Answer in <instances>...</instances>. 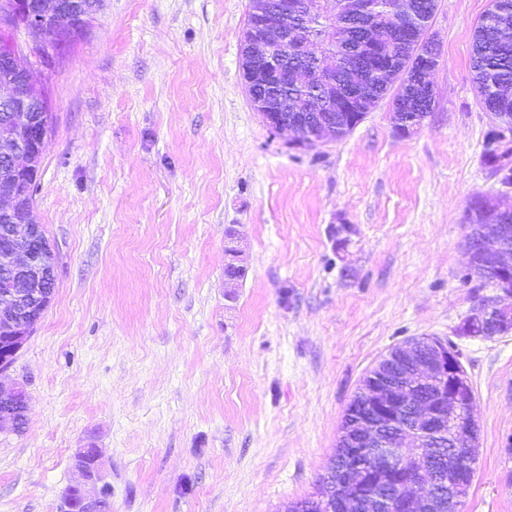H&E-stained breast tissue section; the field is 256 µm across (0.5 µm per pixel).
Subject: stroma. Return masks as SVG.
<instances>
[{"label":"stroma","instance_id":"stroma-1","mask_svg":"<svg viewBox=\"0 0 512 512\" xmlns=\"http://www.w3.org/2000/svg\"><path fill=\"white\" fill-rule=\"evenodd\" d=\"M488 4L438 0L420 128L398 133L385 98L314 149L250 101V0H103L49 58L16 33L54 115L34 215L59 268L1 379L28 411L0 432V512H58L79 448L100 450L112 512H287L367 371L422 336L452 341L474 388L464 512H512V331L461 332L466 206L499 190L470 66Z\"/></svg>","mask_w":512,"mask_h":512}]
</instances>
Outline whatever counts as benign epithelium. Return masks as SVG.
<instances>
[{
  "mask_svg": "<svg viewBox=\"0 0 512 512\" xmlns=\"http://www.w3.org/2000/svg\"><path fill=\"white\" fill-rule=\"evenodd\" d=\"M338 2L339 11L358 27L375 21L367 0ZM57 13L64 23L49 34L43 33L45 15ZM251 21L246 27L242 70L251 103L266 125L275 133L291 134L297 147L313 148L336 131L337 112H346L363 98L376 95L375 76L394 69V50L372 43L357 47L359 57L350 74L336 77L327 41L313 37L317 25L310 0H251ZM98 11L81 0H13L0 12L15 28L24 27L42 39L61 46L67 34L87 28ZM411 73L401 75L405 88L423 92V101L434 107V88L429 80L439 66L437 48L414 47ZM313 87L307 98H281L288 85ZM0 103L13 113L12 119L27 126L26 140L15 141L7 152V168L13 174L9 187L0 192V219L7 225L0 253L7 268L23 287L0 291V321L9 325L11 336L0 345V374L6 372L15 356L34 333L39 319L19 321L17 315L31 289L39 287L44 268L35 265L32 244L42 229L33 215L32 183L29 175L43 157L49 140L51 113L47 112L40 84L34 72L21 60L7 36L0 37ZM492 132L497 137L490 147L501 152L512 147L502 135L496 113H490ZM501 190L494 197L476 195L467 208V222L488 228L471 231L466 238L469 264L481 255L496 268L512 270V245L506 244L496 226L512 222V172L494 173ZM495 313L505 322L512 319V291L497 286L492 299L477 304L471 320L480 321ZM431 377L437 385L432 398L412 403V425L405 428L403 444L391 438L395 416L401 411L416 384ZM370 385L362 386L366 415L359 422L355 444L370 452L371 465L352 463L342 468L350 485L340 502V512H439L448 506L463 512L470 472L477 453V425L471 413L474 395L467 391L468 379L458 356L444 342H431L423 354L415 342L395 347L383 356L369 373ZM448 437V478L427 474L428 466L406 462V449L415 448L424 437ZM101 472L83 476L68 489L75 497L77 512H112L97 488Z\"/></svg>",
  "mask_w": 512,
  "mask_h": 512,
  "instance_id": "1",
  "label": "benign epithelium"
}]
</instances>
